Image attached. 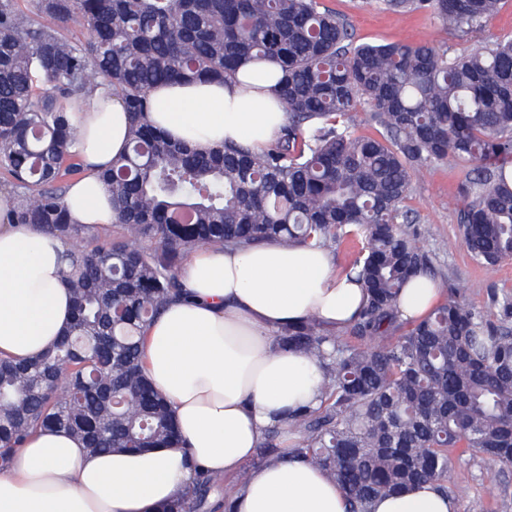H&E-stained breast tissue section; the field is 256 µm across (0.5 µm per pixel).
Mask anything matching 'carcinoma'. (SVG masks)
I'll return each mask as SVG.
<instances>
[{
	"mask_svg": "<svg viewBox=\"0 0 512 512\" xmlns=\"http://www.w3.org/2000/svg\"><path fill=\"white\" fill-rule=\"evenodd\" d=\"M394 13L428 10L466 39L501 0H379ZM77 25L88 38L65 31ZM282 71L288 122L263 151L224 143L200 150L149 119L152 92L169 82H224L251 61ZM130 113L128 151L102 180L119 232L87 236L64 205L82 165L68 105L104 90ZM384 131L354 136L336 124L360 103ZM452 159L462 243L479 263L512 259V41L450 58L428 45H353L348 24L319 0H0V174L17 196L5 216L71 244L62 270L73 322L25 363L0 359V463L40 428L93 451H146L179 440L167 400L142 365L145 331L182 295L178 271L203 245L263 242L328 247L363 239L351 267L368 301L347 345L318 318L280 332L282 345L323 368V403L288 417L298 438L259 448L269 462L293 454L336 479L347 512L422 482L446 489L448 450L512 466V297L500 318L449 297L409 321L407 281L434 274L431 256L401 229L411 169ZM209 477L192 505L198 512Z\"/></svg>",
	"mask_w": 512,
	"mask_h": 512,
	"instance_id": "carcinoma-1",
	"label": "carcinoma"
}]
</instances>
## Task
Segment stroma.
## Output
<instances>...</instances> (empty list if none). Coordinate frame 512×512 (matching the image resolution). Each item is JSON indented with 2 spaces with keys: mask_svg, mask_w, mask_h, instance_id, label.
I'll use <instances>...</instances> for the list:
<instances>
[{
  "mask_svg": "<svg viewBox=\"0 0 512 512\" xmlns=\"http://www.w3.org/2000/svg\"><path fill=\"white\" fill-rule=\"evenodd\" d=\"M349 24L356 42L386 44H428L455 57L472 49L512 39V0H501L498 13L476 37L461 40L449 34L443 23L427 11L396 14L374 0H321ZM462 169L453 162H437L413 173L405 205L416 217L406 225L407 233L433 257L434 272L449 289L460 290L466 303L488 316L498 313L489 300L490 290L512 291V260L489 272L463 247L459 239V211L462 203L458 185ZM448 483L469 489L471 501L482 512H512V468L501 469L495 462L460 456L451 451Z\"/></svg>",
  "mask_w": 512,
  "mask_h": 512,
  "instance_id": "35a3bbf8",
  "label": "stroma"
}]
</instances>
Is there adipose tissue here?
<instances>
[{
  "label": "adipose tissue",
  "instance_id": "adipose-tissue-1",
  "mask_svg": "<svg viewBox=\"0 0 512 512\" xmlns=\"http://www.w3.org/2000/svg\"><path fill=\"white\" fill-rule=\"evenodd\" d=\"M271 67L220 83L195 81L156 91L151 122L205 149L224 142L263 148L287 114ZM84 134L85 173L70 186L76 223L108 224L111 206L98 172L125 146L129 117L118 96L74 105ZM14 205L0 192V356L24 361L58 339L72 318L71 292L58 275L63 241L31 224H8ZM184 298L171 302L146 333L144 369L167 397L182 440L147 452L89 453L70 434L45 429L0 467V512H159L186 497L199 476L237 474L264 429L320 403L322 369L277 347L282 327L317 315L337 331L367 301L361 282L339 270L327 248L259 244L203 247L181 269ZM232 512H346L336 481L301 458L251 469L229 495ZM373 512H457L437 485L406 488Z\"/></svg>",
  "mask_w": 512,
  "mask_h": 512
}]
</instances>
